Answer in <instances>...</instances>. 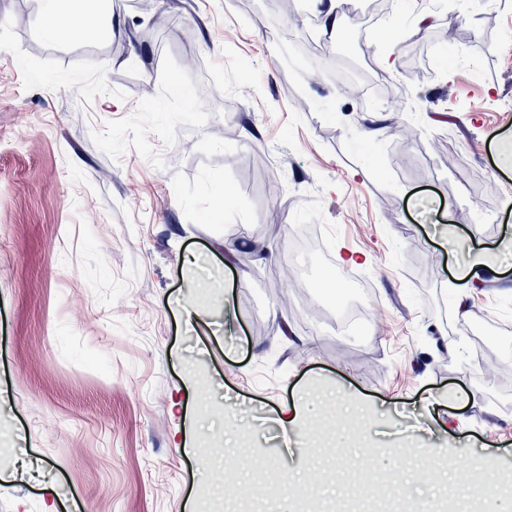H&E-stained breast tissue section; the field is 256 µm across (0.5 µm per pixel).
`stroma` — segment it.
Segmentation results:
<instances>
[{"label":"stroma","mask_w":512,"mask_h":512,"mask_svg":"<svg viewBox=\"0 0 512 512\" xmlns=\"http://www.w3.org/2000/svg\"><path fill=\"white\" fill-rule=\"evenodd\" d=\"M183 2L160 27L111 0L50 40L41 0H0V512H292L289 470L336 512L340 450L411 469L405 502L512 493V267L459 314L432 231L512 235V0H343L337 28L316 0ZM312 225L363 277L367 331L337 330L318 271L291 309L270 294ZM301 396L321 437L275 423ZM259 483L280 491L240 507Z\"/></svg>","instance_id":"1"}]
</instances>
